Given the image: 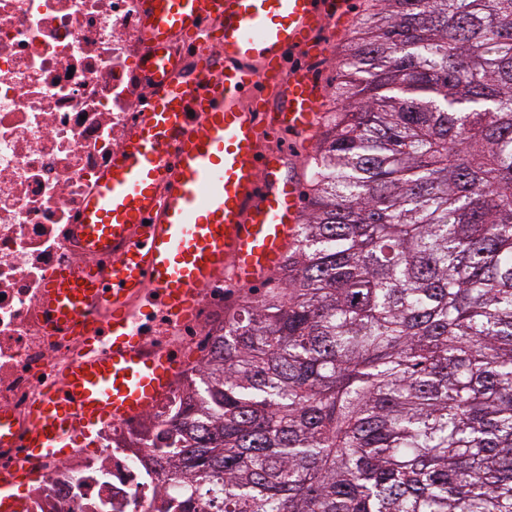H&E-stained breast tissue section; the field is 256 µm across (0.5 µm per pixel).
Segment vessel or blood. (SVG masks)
Masks as SVG:
<instances>
[{"label":"vessel or blood","mask_w":512,"mask_h":512,"mask_svg":"<svg viewBox=\"0 0 512 512\" xmlns=\"http://www.w3.org/2000/svg\"><path fill=\"white\" fill-rule=\"evenodd\" d=\"M350 7V0H143L144 66L161 89L83 207L84 239L91 251L111 252V269L103 277L60 270L46 285L57 326H77L89 298L111 306L112 352L79 361L34 409L33 457L65 452L74 422L140 415L178 373L172 352H145L130 299L145 295L187 318L200 289L225 278L257 283L284 264L301 191L286 153L260 144L316 127L320 86L308 62L326 50L324 27ZM208 19L223 56L202 55L197 82L169 79L170 35L197 33Z\"/></svg>","instance_id":"b4317fda"}]
</instances>
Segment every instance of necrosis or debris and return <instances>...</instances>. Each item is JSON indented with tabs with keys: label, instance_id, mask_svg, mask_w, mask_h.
<instances>
[{
	"label": "necrosis or debris",
	"instance_id": "4bbe7bcc",
	"mask_svg": "<svg viewBox=\"0 0 512 512\" xmlns=\"http://www.w3.org/2000/svg\"><path fill=\"white\" fill-rule=\"evenodd\" d=\"M143 28L141 0H0V473L24 463L32 409L79 360L112 348L107 308L87 310L92 343L49 326L43 291L60 268L104 275L112 264L84 245L83 204L157 93ZM132 307L147 345L206 356L224 325V285L202 289L185 320ZM186 377L134 419L74 424L68 456L32 465L17 512H172L179 477L152 445Z\"/></svg>",
	"mask_w": 512,
	"mask_h": 512
}]
</instances>
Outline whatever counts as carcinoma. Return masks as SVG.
I'll list each match as a JSON object with an SVG mask.
<instances>
[{
	"label": "carcinoma",
	"instance_id": "carcinoma-1",
	"mask_svg": "<svg viewBox=\"0 0 512 512\" xmlns=\"http://www.w3.org/2000/svg\"><path fill=\"white\" fill-rule=\"evenodd\" d=\"M282 278L155 447L176 507L512 512V0H369Z\"/></svg>",
	"mask_w": 512,
	"mask_h": 512
}]
</instances>
